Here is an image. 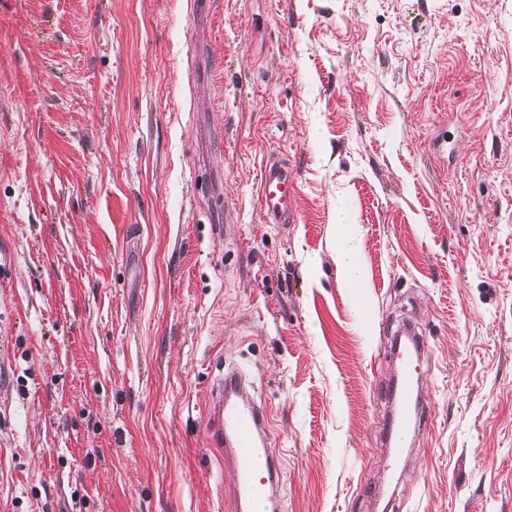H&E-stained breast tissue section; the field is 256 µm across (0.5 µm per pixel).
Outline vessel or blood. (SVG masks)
Masks as SVG:
<instances>
[{"mask_svg":"<svg viewBox=\"0 0 512 512\" xmlns=\"http://www.w3.org/2000/svg\"><path fill=\"white\" fill-rule=\"evenodd\" d=\"M296 178L288 169L266 165L258 184L260 209L267 223L293 221L295 212L291 197ZM399 360L394 409L388 427L392 438V459L404 456L408 437L421 429L426 421L418 406L421 360L425 342L415 338L396 345ZM266 412L254 403L244 406L224 404L217 409L212 424V440L223 447L234 463V480L238 512H269L280 487L275 458L262 437Z\"/></svg>","mask_w":512,"mask_h":512,"instance_id":"obj_1","label":"vessel or blood"}]
</instances>
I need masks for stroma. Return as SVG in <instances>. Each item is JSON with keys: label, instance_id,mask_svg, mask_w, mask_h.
Instances as JSON below:
<instances>
[{"label": "stroma", "instance_id": "obj_1", "mask_svg": "<svg viewBox=\"0 0 512 512\" xmlns=\"http://www.w3.org/2000/svg\"><path fill=\"white\" fill-rule=\"evenodd\" d=\"M190 2L0 0V512H236L229 374L276 512H512V0ZM295 175L286 168L267 164L258 184V200L267 224H285L294 220L291 196ZM351 223L349 214L344 211L336 213V224L344 230L336 248V268L346 288H360L363 285L359 261L360 244L358 238L349 230ZM417 336L415 339L401 342L395 346L399 364L397 369L394 410L389 416V436H392L390 446L391 458L398 460L404 456L408 437L415 433L426 422L425 414L418 406V390L421 377V360L425 353V342L418 333H408Z\"/></svg>", "mask_w": 512, "mask_h": 512}]
</instances>
